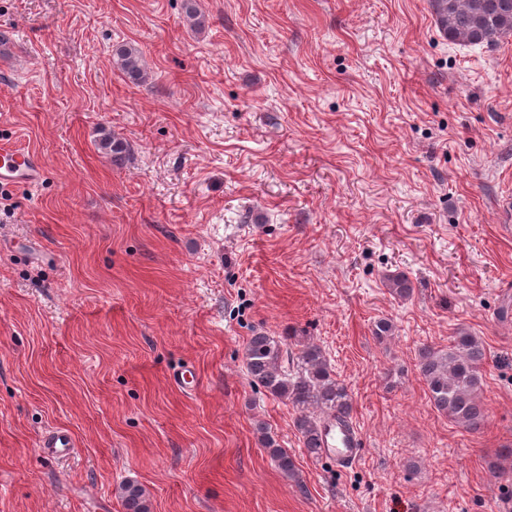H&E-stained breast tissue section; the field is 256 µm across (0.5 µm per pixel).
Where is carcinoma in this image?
Wrapping results in <instances>:
<instances>
[{"mask_svg": "<svg viewBox=\"0 0 512 512\" xmlns=\"http://www.w3.org/2000/svg\"><path fill=\"white\" fill-rule=\"evenodd\" d=\"M430 7L448 40L471 45H492L512 32V0H430ZM184 20L193 28L204 25L195 0H184ZM119 70L128 78L146 79L142 51L133 45H120L113 53ZM100 149L117 164L123 160L127 145L110 134L100 140ZM390 292L406 298L413 286L403 274L388 279ZM299 349H293V345ZM291 343L286 336L257 333L244 349L245 368L253 385L263 388L296 412L295 427L307 452L317 457L320 426L330 416L350 421L352 396L339 381L322 349L306 341ZM487 352L479 338L460 331L452 337L448 349L427 345L419 351V371L435 408L448 420L470 430L479 429L486 419L481 398L482 367ZM259 442L268 450L282 475L301 483L299 470L288 450L281 447L267 428L258 429ZM126 512H147L144 489L135 482L122 488Z\"/></svg>", "mask_w": 512, "mask_h": 512, "instance_id": "carcinoma-1", "label": "carcinoma"}]
</instances>
